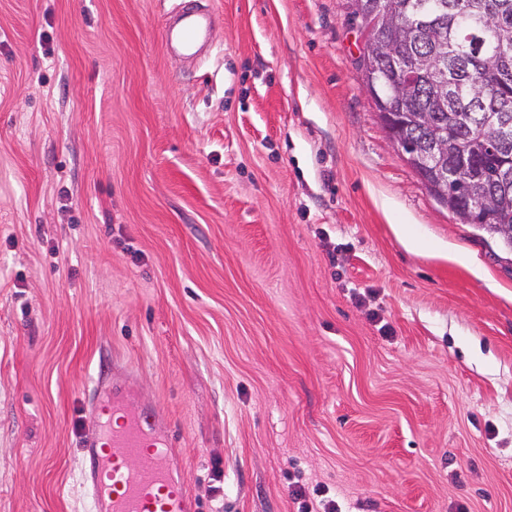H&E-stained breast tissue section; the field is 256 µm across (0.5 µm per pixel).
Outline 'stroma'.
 <instances>
[{
  "label": "stroma",
  "instance_id": "obj_1",
  "mask_svg": "<svg viewBox=\"0 0 512 512\" xmlns=\"http://www.w3.org/2000/svg\"><path fill=\"white\" fill-rule=\"evenodd\" d=\"M0 0V512H93L97 384L197 512H512V253L390 145L345 0ZM211 13L199 1L185 3L163 26L166 46L189 60H196L208 37ZM315 496L307 498L301 490L293 492L294 503L297 504L296 512H342L338 501L331 496H327L328 488L317 485L314 490Z\"/></svg>",
  "mask_w": 512,
  "mask_h": 512
}]
</instances>
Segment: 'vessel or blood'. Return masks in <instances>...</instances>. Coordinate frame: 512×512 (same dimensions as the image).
<instances>
[{
    "label": "vessel or blood",
    "instance_id": "obj_1",
    "mask_svg": "<svg viewBox=\"0 0 512 512\" xmlns=\"http://www.w3.org/2000/svg\"><path fill=\"white\" fill-rule=\"evenodd\" d=\"M211 13L200 0H188L163 26L172 51L196 60L208 37ZM121 404L115 394L99 391L91 404L95 438L84 441L89 459L85 479L96 512H194L195 502L183 480L167 465L170 427L161 410L129 412L126 425L110 423ZM138 466H130V459Z\"/></svg>",
    "mask_w": 512,
    "mask_h": 512
}]
</instances>
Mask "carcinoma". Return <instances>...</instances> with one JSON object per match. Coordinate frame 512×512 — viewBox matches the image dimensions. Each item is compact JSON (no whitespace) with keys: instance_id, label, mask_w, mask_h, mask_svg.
<instances>
[{"instance_id":"obj_1","label":"carcinoma","mask_w":512,"mask_h":512,"mask_svg":"<svg viewBox=\"0 0 512 512\" xmlns=\"http://www.w3.org/2000/svg\"><path fill=\"white\" fill-rule=\"evenodd\" d=\"M417 0H384L391 26L379 30L359 67L374 75L380 95L400 79L394 66H417L423 77L399 88L404 132L422 151L439 136L485 171L482 181L455 190L491 211L476 228L512 252V130L493 152L501 120L512 123V0H426L428 21L415 15Z\"/></svg>"}]
</instances>
